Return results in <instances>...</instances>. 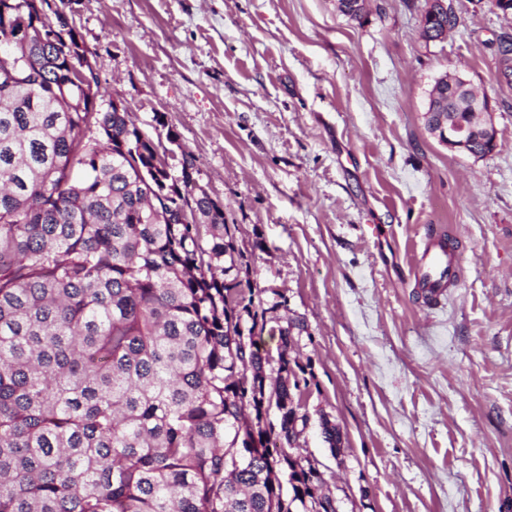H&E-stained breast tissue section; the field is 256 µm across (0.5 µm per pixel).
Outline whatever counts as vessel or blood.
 <instances>
[{
  "instance_id": "vessel-or-blood-1",
  "label": "vessel or blood",
  "mask_w": 512,
  "mask_h": 512,
  "mask_svg": "<svg viewBox=\"0 0 512 512\" xmlns=\"http://www.w3.org/2000/svg\"><path fill=\"white\" fill-rule=\"evenodd\" d=\"M461 266L454 247L443 235L424 241L415 260L413 278L424 298L434 299L461 280Z\"/></svg>"
}]
</instances>
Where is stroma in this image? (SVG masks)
I'll return each instance as SVG.
<instances>
[{
    "instance_id": "stroma-1",
    "label": "stroma",
    "mask_w": 512,
    "mask_h": 512,
    "mask_svg": "<svg viewBox=\"0 0 512 512\" xmlns=\"http://www.w3.org/2000/svg\"><path fill=\"white\" fill-rule=\"evenodd\" d=\"M73 0L104 101L196 159L265 301L307 327L303 455L341 512H512V83L498 74L512 14L453 0L459 24L424 42L426 0ZM487 94L497 146L473 158L425 126L437 77ZM446 232L462 264L440 303L410 284ZM319 427L324 442L328 444L329 451L334 458L341 456L338 464H343V448H344V436L341 428L336 422H333L327 414L319 411L318 417Z\"/></svg>"
}]
</instances>
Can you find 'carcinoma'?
I'll return each instance as SVG.
<instances>
[{
    "mask_svg": "<svg viewBox=\"0 0 512 512\" xmlns=\"http://www.w3.org/2000/svg\"><path fill=\"white\" fill-rule=\"evenodd\" d=\"M71 2L0 0V512H340L294 452L311 422L310 364L291 355L305 322L266 327L286 301L266 308L240 278L194 157L156 163L160 143L82 79L76 32L37 35ZM498 72L512 82L508 37ZM448 117L476 123L462 104ZM318 422L343 455L340 426Z\"/></svg>",
    "mask_w": 512,
    "mask_h": 512,
    "instance_id": "cac0c4a2",
    "label": "carcinoma"
}]
</instances>
